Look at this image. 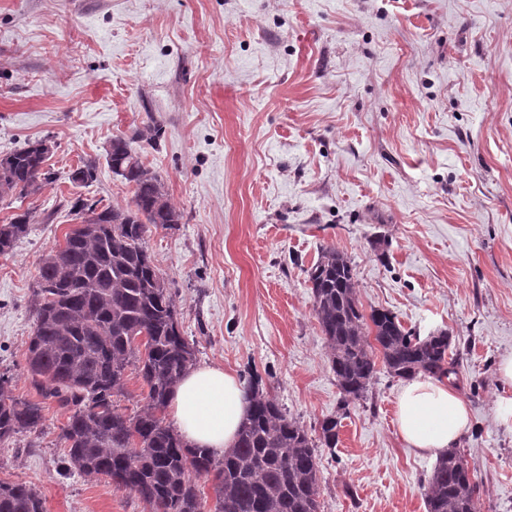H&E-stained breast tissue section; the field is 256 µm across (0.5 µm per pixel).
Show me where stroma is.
Instances as JSON below:
<instances>
[{"instance_id":"obj_1","label":"stroma","mask_w":512,"mask_h":512,"mask_svg":"<svg viewBox=\"0 0 512 512\" xmlns=\"http://www.w3.org/2000/svg\"><path fill=\"white\" fill-rule=\"evenodd\" d=\"M148 127L140 160L181 219L145 245L196 365L256 372L306 429L340 418L321 512H426L435 464L397 433L401 379L379 372L339 412L307 274L325 248L350 258L364 311L448 331L481 512H512V428L495 412L512 353V0H0V157L44 139L54 174L0 203V224L32 214L0 255V373L46 416L0 445V480L44 512H150L61 470L67 413L25 361L41 259L81 223L76 200L131 205L107 152ZM86 162L95 180L72 184Z\"/></svg>"}]
</instances>
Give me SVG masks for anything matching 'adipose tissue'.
<instances>
[{
  "instance_id": "ef3b65f1",
  "label": "adipose tissue",
  "mask_w": 512,
  "mask_h": 512,
  "mask_svg": "<svg viewBox=\"0 0 512 512\" xmlns=\"http://www.w3.org/2000/svg\"><path fill=\"white\" fill-rule=\"evenodd\" d=\"M168 406L188 445L221 456L233 448L249 400L236 372L206 365L186 372ZM395 421L408 447L433 457L457 447L470 428L467 405L447 380L421 376L402 387Z\"/></svg>"
}]
</instances>
